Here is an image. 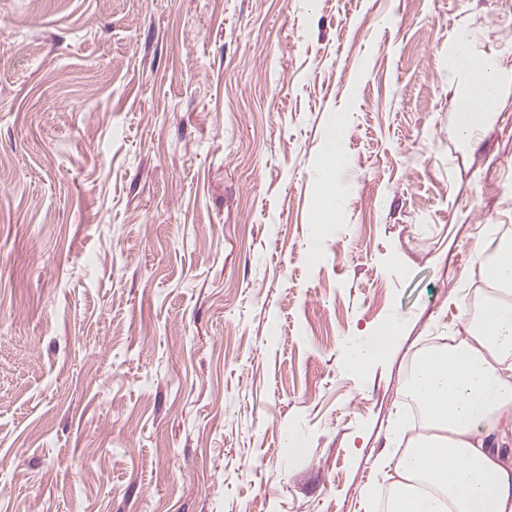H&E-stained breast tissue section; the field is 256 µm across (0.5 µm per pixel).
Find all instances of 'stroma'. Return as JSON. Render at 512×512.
<instances>
[{
	"mask_svg": "<svg viewBox=\"0 0 512 512\" xmlns=\"http://www.w3.org/2000/svg\"><path fill=\"white\" fill-rule=\"evenodd\" d=\"M463 29L501 75L474 145ZM499 227L512 0H0V512H364ZM335 138V147L326 146L319 163L315 180L319 188V205L314 212L315 224H332L340 212L343 199L338 184V175L349 165V157L344 148V138L338 124L330 129ZM345 355L358 370L366 369L378 354L374 344L362 336H355L349 339L345 344Z\"/></svg>",
	"mask_w": 512,
	"mask_h": 512,
	"instance_id": "obj_1",
	"label": "stroma"
}]
</instances>
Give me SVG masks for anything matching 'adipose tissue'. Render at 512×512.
Masks as SVG:
<instances>
[{
	"instance_id": "obj_1",
	"label": "adipose tissue",
	"mask_w": 512,
	"mask_h": 512,
	"mask_svg": "<svg viewBox=\"0 0 512 512\" xmlns=\"http://www.w3.org/2000/svg\"><path fill=\"white\" fill-rule=\"evenodd\" d=\"M452 49L455 109L475 114L455 130L469 144L496 104L500 77L468 33ZM348 164L344 138L336 136L315 172L316 223H334L340 212L338 175ZM473 252L481 284L466 290L461 329L413 358L404 392L419 410L418 431L394 419L397 446L376 460L378 479L365 492L376 512H512V460L500 451L512 441V231L476 242Z\"/></svg>"
}]
</instances>
